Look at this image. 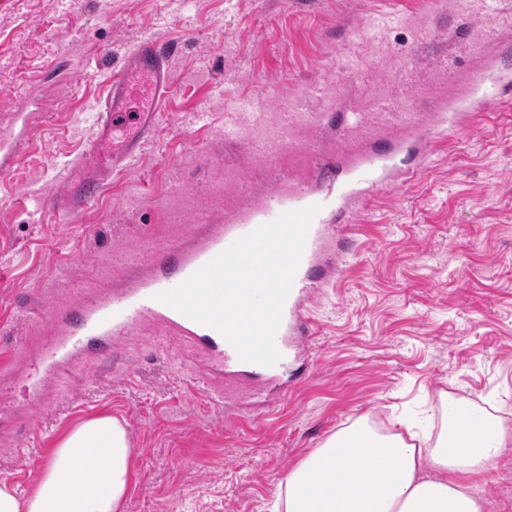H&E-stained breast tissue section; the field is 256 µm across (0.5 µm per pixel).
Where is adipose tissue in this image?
Masks as SVG:
<instances>
[{"label":"adipose tissue","mask_w":512,"mask_h":512,"mask_svg":"<svg viewBox=\"0 0 512 512\" xmlns=\"http://www.w3.org/2000/svg\"><path fill=\"white\" fill-rule=\"evenodd\" d=\"M438 437L381 433L358 420L330 436L285 482L284 512H482L462 476L489 470L512 444L502 421L451 396ZM133 450L115 417L80 420L55 444L36 487L0 480V512H124Z\"/></svg>","instance_id":"adipose-tissue-1"}]
</instances>
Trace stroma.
Wrapping results in <instances>:
<instances>
[{
  "mask_svg": "<svg viewBox=\"0 0 512 512\" xmlns=\"http://www.w3.org/2000/svg\"><path fill=\"white\" fill-rule=\"evenodd\" d=\"M145 36L176 47L158 134L62 221L42 200L65 188L110 69ZM477 58L481 73L512 71V0H0V367L19 373L51 310L149 276L130 258L143 240L178 228L192 242L228 205L288 198L263 150L283 113H313L291 137L324 158L344 125L371 148L391 113L443 111L458 82L470 114L423 150L405 143L371 198L348 202L286 392L225 417L195 386L215 371L208 354L149 321L115 363L47 374L42 425L0 431V480L31 490L56 441L107 414L134 450L126 512H274L288 473L358 419L436 428L450 394L512 427V99L469 107ZM404 166L421 172L402 179ZM468 483L483 512H512V446Z\"/></svg>",
  "mask_w": 512,
  "mask_h": 512,
  "instance_id": "obj_1",
  "label": "stroma"
}]
</instances>
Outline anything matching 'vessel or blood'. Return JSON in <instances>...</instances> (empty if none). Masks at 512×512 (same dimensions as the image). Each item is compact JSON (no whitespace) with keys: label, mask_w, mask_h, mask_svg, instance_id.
<instances>
[{"label":"vessel or blood","mask_w":512,"mask_h":512,"mask_svg":"<svg viewBox=\"0 0 512 512\" xmlns=\"http://www.w3.org/2000/svg\"><path fill=\"white\" fill-rule=\"evenodd\" d=\"M170 92L165 52L153 39L140 40L129 56L109 73L108 92L95 114L86 159L72 165L66 188L46 197L44 208L68 218L93 205L113 176L126 171L154 138L163 103ZM511 95L512 76L506 74L481 80L475 91L476 100L484 107ZM447 120L443 113L428 120L420 113L406 112L399 129L413 132L428 125L439 126ZM389 159V154L374 152L366 163L350 169L348 183L336 197L337 208H344L349 198L370 195L379 186ZM316 203V198L301 191L288 204L267 205L248 221L239 219L230 210L223 223L209 225L208 234L200 244L188 247L172 241L151 248L149 260L154 272L137 287L93 296L81 304L52 312V331L43 338L26 378H16L1 368L0 390L21 393L29 406H36L41 401V365L74 355L109 363L113 346L130 339L145 320L156 317L181 330L195 347L208 352L223 368L225 395L242 391L259 375L269 382L276 380L278 375L287 373L294 362L295 347L309 334L310 321L303 313V303L323 280V268L317 257L322 241L335 232L325 210L318 209L306 233L300 263L275 333L280 356L274 364L242 360L220 332L158 300L157 295L179 286L236 240L275 221L285 210L296 211Z\"/></svg>","instance_id":"vessel-or-blood-1"}]
</instances>
